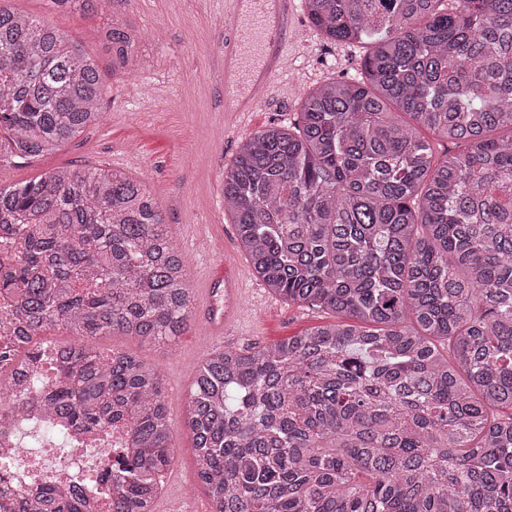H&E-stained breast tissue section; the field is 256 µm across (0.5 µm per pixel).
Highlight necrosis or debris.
Segmentation results:
<instances>
[{
    "mask_svg": "<svg viewBox=\"0 0 512 512\" xmlns=\"http://www.w3.org/2000/svg\"><path fill=\"white\" fill-rule=\"evenodd\" d=\"M21 328L10 312V298L0 294V388L34 396L55 384L56 361L50 344L35 359L18 355ZM38 411L0 425V489L17 501L47 485L80 494L86 512H111L105 473L123 453L127 439L121 426L93 437L66 434L64 441L42 438Z\"/></svg>",
    "mask_w": 512,
    "mask_h": 512,
    "instance_id": "4bbe7bcc",
    "label": "necrosis or debris"
}]
</instances>
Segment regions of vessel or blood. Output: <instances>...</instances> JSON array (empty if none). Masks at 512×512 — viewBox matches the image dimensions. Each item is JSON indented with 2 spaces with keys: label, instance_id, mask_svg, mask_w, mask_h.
Instances as JSON below:
<instances>
[{
  "label": "vessel or blood",
  "instance_id": "vessel-or-blood-1",
  "mask_svg": "<svg viewBox=\"0 0 512 512\" xmlns=\"http://www.w3.org/2000/svg\"><path fill=\"white\" fill-rule=\"evenodd\" d=\"M238 25L224 44V118L241 124L254 110L257 96L272 97L283 56L282 34L293 16L294 0H234ZM245 294L242 280L225 279L223 287L206 283L195 293L194 305L206 337L223 335L237 318Z\"/></svg>",
  "mask_w": 512,
  "mask_h": 512
}]
</instances>
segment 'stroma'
Segmentation results:
<instances>
[{
  "mask_svg": "<svg viewBox=\"0 0 512 512\" xmlns=\"http://www.w3.org/2000/svg\"><path fill=\"white\" fill-rule=\"evenodd\" d=\"M225 0H112L106 14L57 12L48 0H10L11 7L45 20L68 35L96 60L103 75L105 117L51 154L0 172V182L32 178L63 166L111 165L146 185L158 203L169 236L185 252L188 281L233 275L250 292L243 316L224 331L232 348L266 345L331 322L332 314L311 310L271 294L253 275L241 251L231 217L224 211L221 186L246 138L275 123L289 125L305 92L352 74L367 53L361 44L329 43L303 9H296L281 49L289 70L276 80V94L256 105L246 122L224 130V42L235 18ZM119 19L142 35L139 65L113 77L112 51L103 30ZM209 227L219 248L210 257L187 255L198 225ZM192 323L172 345H141L122 336L94 342L104 354L126 352L155 366L165 377L172 429L173 461L155 512H165L171 497L184 499L188 512H209L199 484L192 435L184 423L193 373L208 354Z\"/></svg>",
  "mask_w": 512,
  "mask_h": 512,
  "instance_id": "stroma-1",
  "label": "stroma"
}]
</instances>
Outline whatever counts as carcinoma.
<instances>
[{"label": "carcinoma", "mask_w": 512, "mask_h": 512, "mask_svg": "<svg viewBox=\"0 0 512 512\" xmlns=\"http://www.w3.org/2000/svg\"><path fill=\"white\" fill-rule=\"evenodd\" d=\"M303 2L327 40L370 52L306 93L298 124L243 143L224 211L271 292L340 320L202 360L185 422L210 512H512V0ZM103 36L112 74L137 66L139 36L115 18ZM102 105L93 59L0 4V170L98 124ZM0 233L21 251L0 289L24 343L72 336L44 412L84 433L125 426L112 512H153L172 464L164 378L90 341L189 328L160 207L119 168L59 167L0 183ZM82 507L60 489L0 495V512Z\"/></svg>", "instance_id": "carcinoma-1"}]
</instances>
